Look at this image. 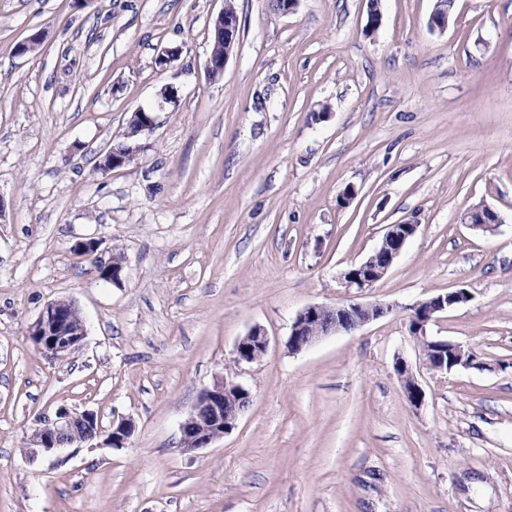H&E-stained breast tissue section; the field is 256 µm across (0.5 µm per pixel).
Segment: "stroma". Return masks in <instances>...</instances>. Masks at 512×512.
<instances>
[{
	"label": "stroma",
	"mask_w": 512,
	"mask_h": 512,
	"mask_svg": "<svg viewBox=\"0 0 512 512\" xmlns=\"http://www.w3.org/2000/svg\"><path fill=\"white\" fill-rule=\"evenodd\" d=\"M378 2L369 34V0H234L211 81L224 0H0V512H512V0H455L442 32L435 0ZM140 108L145 149L97 170ZM483 200L496 231L460 222ZM404 222L418 231L368 295L397 312L289 353L296 313L346 301L340 273ZM90 239L122 256L121 284L76 252ZM460 286L470 301L427 333L479 363L423 373L413 410L404 306ZM61 299L88 335L52 360L28 330ZM256 326L268 352L236 376L251 406L182 453ZM61 407L132 418L130 446L28 459ZM231 10L222 9L214 19V35L216 42L205 62V74L209 80H216L224 73L225 65L236 45L239 29V20L235 13L234 6L227 4ZM236 12V11H235ZM395 370L407 402L413 409H421L425 403V391L416 372L412 366L401 360L396 363Z\"/></svg>",
	"instance_id": "stroma-1"
}]
</instances>
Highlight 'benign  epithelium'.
Returning <instances> with one entry per match:
<instances>
[{
  "instance_id": "benign-epithelium-1",
  "label": "benign epithelium",
  "mask_w": 512,
  "mask_h": 512,
  "mask_svg": "<svg viewBox=\"0 0 512 512\" xmlns=\"http://www.w3.org/2000/svg\"><path fill=\"white\" fill-rule=\"evenodd\" d=\"M239 20L230 10H221L214 19L216 42L205 62L208 79L216 80L224 73L225 65L236 45ZM155 113L139 109L131 115L129 124L136 125L134 135L147 136L154 128ZM145 145L130 146L126 153L107 150L99 156L105 172L128 165ZM461 223L484 232H493L501 224L495 207L483 201L470 208ZM419 225L413 222L390 224L379 247L366 259L351 264L340 275V284L346 288L350 300L335 305L311 304L299 310L293 318L287 340L292 354L305 350L326 336L356 331L386 317L397 309L392 304L360 302L356 297L370 291L387 274L394 260L401 254ZM97 271L101 279L119 284L122 281L123 260L116 256L108 260L97 258ZM471 294L464 287L416 300L403 306L409 317V336L421 348L422 365L434 372L450 373L458 368L478 365L472 350L449 340L436 339L427 334V326L441 314L469 302ZM29 336L50 359L65 355L72 348L83 346L87 336L85 320L74 301H52L42 309L29 328ZM269 347L264 329L255 326L240 337L231 352L235 367L261 359ZM403 394L409 405L419 410L425 403V391L412 366L398 361L395 367ZM252 403V395L232 377L226 376L212 387L204 389L187 417L180 424L181 451L194 454L210 447L216 440L236 427L241 415ZM135 431L130 418L112 421L109 430H102L97 414L92 410L74 412L58 409L54 416H44L32 432L27 443V456L52 453L60 448L95 441L104 448H125Z\"/></svg>"
}]
</instances>
